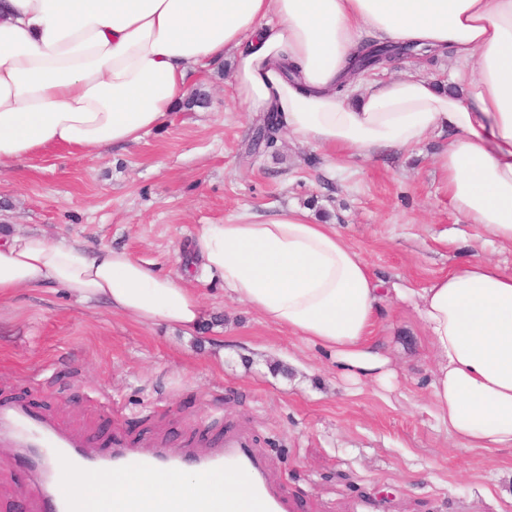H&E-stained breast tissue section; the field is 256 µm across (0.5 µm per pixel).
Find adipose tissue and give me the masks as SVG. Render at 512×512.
I'll return each instance as SVG.
<instances>
[{"label": "adipose tissue", "mask_w": 512, "mask_h": 512, "mask_svg": "<svg viewBox=\"0 0 512 512\" xmlns=\"http://www.w3.org/2000/svg\"><path fill=\"white\" fill-rule=\"evenodd\" d=\"M449 53L448 79L404 64L347 79L364 39ZM232 61L234 99L336 163L414 150L447 135L434 164L466 223L512 245V0H0V164L65 146L98 156L166 125L192 76ZM203 276L266 322L324 348L340 375L384 384L390 351L369 336L383 304H411L437 357L431 405L458 446L512 448V272L473 255L424 288L385 287L334 225L291 209L204 224ZM61 288L139 324L190 336L203 308L178 277L123 249L0 236V299ZM62 481L112 512H178L219 497L249 512V488L193 473L62 468Z\"/></svg>", "instance_id": "ef3b65f1"}]
</instances>
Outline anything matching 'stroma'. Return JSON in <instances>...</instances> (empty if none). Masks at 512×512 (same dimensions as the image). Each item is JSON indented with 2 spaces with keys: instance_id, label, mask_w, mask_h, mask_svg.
Listing matches in <instances>:
<instances>
[{
  "instance_id": "obj_1",
  "label": "stroma",
  "mask_w": 512,
  "mask_h": 512,
  "mask_svg": "<svg viewBox=\"0 0 512 512\" xmlns=\"http://www.w3.org/2000/svg\"><path fill=\"white\" fill-rule=\"evenodd\" d=\"M196 84L207 106L176 110L137 143L97 157L52 147L1 164L0 235L123 248L176 276L194 261L200 225L298 208L335 225L389 283L423 288L471 259L482 230L438 179L441 138L339 168L282 130L253 147L265 115L236 103L228 64ZM191 286L205 314L191 337L60 288L1 300L0 399L85 430L103 453L119 435L206 447L244 426L292 512H512V448L458 447L436 419L434 358L413 308L388 307L374 327L394 357L393 385L356 388L324 349L266 323L220 282ZM31 488L25 462L0 463V512H22Z\"/></svg>"
}]
</instances>
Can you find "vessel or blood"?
Listing matches in <instances>:
<instances>
[{
    "mask_svg": "<svg viewBox=\"0 0 512 512\" xmlns=\"http://www.w3.org/2000/svg\"><path fill=\"white\" fill-rule=\"evenodd\" d=\"M251 432L232 428L223 442L209 452L196 453L193 442L173 449L164 438L147 436L137 443L116 437L110 456H100L87 436L50 414L33 412L23 401L0 400V460L25 458L37 480L32 487L31 512H90L83 497L66 493L51 465L53 459H67L77 471L91 474L137 473L160 468H195L199 475L246 474L251 486V512H290L280 485L267 472L263 457L254 448Z\"/></svg>",
    "mask_w": 512,
    "mask_h": 512,
    "instance_id": "b4317fda",
    "label": "vessel or blood"
}]
</instances>
